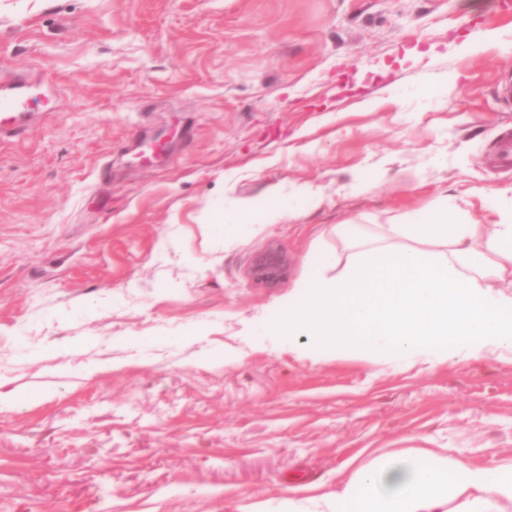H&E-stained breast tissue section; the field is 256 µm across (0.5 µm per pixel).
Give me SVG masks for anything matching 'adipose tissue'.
Returning <instances> with one entry per match:
<instances>
[{"label":"adipose tissue","mask_w":512,"mask_h":512,"mask_svg":"<svg viewBox=\"0 0 512 512\" xmlns=\"http://www.w3.org/2000/svg\"><path fill=\"white\" fill-rule=\"evenodd\" d=\"M405 248L363 245L344 274L315 278L275 321L253 330L278 348L307 344L374 354L395 366H457L487 355L512 362V222L455 224L447 208L400 224ZM512 502V460L475 466L429 448L358 466L334 491L301 501L248 504L245 512H501Z\"/></svg>","instance_id":"ef3b65f1"}]
</instances>
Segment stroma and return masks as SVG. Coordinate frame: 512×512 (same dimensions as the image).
Wrapping results in <instances>:
<instances>
[{
	"mask_svg": "<svg viewBox=\"0 0 512 512\" xmlns=\"http://www.w3.org/2000/svg\"><path fill=\"white\" fill-rule=\"evenodd\" d=\"M17 75L47 104L0 141V512H242L411 448L512 458V362L248 339L362 241L407 246L391 225L512 220L499 0H0ZM287 269V255L279 245L270 243L255 255L249 274L257 284L273 288L284 279Z\"/></svg>",
	"mask_w": 512,
	"mask_h": 512,
	"instance_id": "35a3bbf8",
	"label": "stroma"
}]
</instances>
